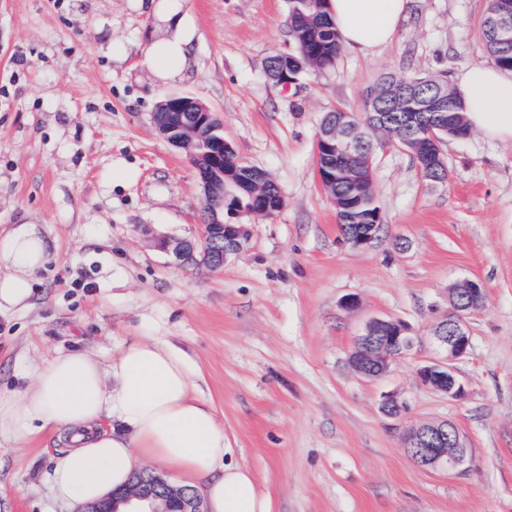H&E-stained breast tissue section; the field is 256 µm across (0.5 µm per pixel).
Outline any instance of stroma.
<instances>
[{
  "label": "stroma",
  "mask_w": 512,
  "mask_h": 512,
  "mask_svg": "<svg viewBox=\"0 0 512 512\" xmlns=\"http://www.w3.org/2000/svg\"><path fill=\"white\" fill-rule=\"evenodd\" d=\"M488 4L410 0L379 52L342 51L286 89L264 66L293 48L288 0H184L194 38L168 80L142 63L156 24L142 0H0V226L44 224L57 240L33 307L0 318V391L56 352L105 360L149 336L185 355L231 461L251 470L272 512H512V143L447 140L443 184L404 148L377 149L384 228L364 248L343 239L315 173L324 113L362 111L366 89L390 73L451 78L488 63ZM173 93L211 106L240 158L284 196L273 216H239L249 236L220 269L176 267L156 245L194 237L202 222L194 165L150 121ZM464 278L486 297L467 318L455 400L423 386L416 367L434 356L431 327ZM373 317L417 338L380 379L350 363ZM386 392L407 401L403 417L382 413ZM424 419L465 435L468 475L411 460L404 434ZM62 449L49 431L0 447V512H70L48 481Z\"/></svg>",
  "instance_id": "stroma-1"
}]
</instances>
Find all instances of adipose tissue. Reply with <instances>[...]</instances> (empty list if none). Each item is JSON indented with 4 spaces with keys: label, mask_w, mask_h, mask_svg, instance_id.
Masks as SVG:
<instances>
[{
    "label": "adipose tissue",
    "mask_w": 512,
    "mask_h": 512,
    "mask_svg": "<svg viewBox=\"0 0 512 512\" xmlns=\"http://www.w3.org/2000/svg\"><path fill=\"white\" fill-rule=\"evenodd\" d=\"M408 0H330L342 43L369 56L388 45ZM181 0L154 6L158 32L144 62L169 76L185 64L192 35ZM454 86L470 128L512 143V72L462 67ZM54 245L44 225L16 224L0 233V317L32 305L37 273ZM28 384L0 393V445H19L44 430L58 432L66 453L50 480L57 499L82 505L128 485L143 461L166 464L188 486H200L209 512H272L249 468L231 463L213 406L196 393L194 373L173 346L145 338L107 361L86 351L60 352L28 372ZM111 428H103V420Z\"/></svg>",
    "instance_id": "ef3b65f1"
}]
</instances>
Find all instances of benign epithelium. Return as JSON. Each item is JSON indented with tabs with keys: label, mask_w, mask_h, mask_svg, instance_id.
Segmentation results:
<instances>
[{
	"label": "benign epithelium",
	"mask_w": 512,
	"mask_h": 512,
	"mask_svg": "<svg viewBox=\"0 0 512 512\" xmlns=\"http://www.w3.org/2000/svg\"><path fill=\"white\" fill-rule=\"evenodd\" d=\"M489 26L500 45L512 42V18L500 15L489 21ZM304 64L288 52L278 54L277 64L268 71L269 79L289 87L293 67ZM416 84L431 86L432 95L423 100L426 108L436 109L448 103V82L432 77L414 80ZM155 131L170 145L183 150L196 167L204 211L210 220L200 225L192 241L164 238L159 247L170 254L180 266L203 264L212 269L224 265L226 259L242 247L248 237L246 225L220 219L224 214V181L216 180L213 172L232 165L244 170L248 178L245 187L251 204L235 214L270 216L282 208L284 197L278 184L263 169L242 161L231 144L224 139V126L216 112L203 101L188 95L169 94L157 103L151 113ZM361 127L353 122L338 123L324 118L317 133L318 154L336 151V141L346 140L347 154L359 155ZM379 226L362 224L356 234L347 238L352 245L363 248L377 237ZM485 285L480 280H463L448 289L450 309L432 328L431 338L438 349L436 357L417 366L420 382L450 398L461 399L465 387L456 370V363L467 356L471 336L466 324L468 312L479 308L485 299ZM416 337L403 322L394 319L369 320L356 339L350 361L355 370L369 379L385 377L392 365L413 349ZM381 409L392 418L405 410L404 402L395 393L382 395ZM404 447L417 465L444 473L464 476L470 471L472 456L460 430L451 422L423 421L405 434ZM131 499L148 500L153 506L147 512H206L203 497L195 489L176 486L151 469L135 474L127 488L112 493V497L83 507L81 512H122L121 502Z\"/></svg>",
	"instance_id": "7a95c632"
}]
</instances>
